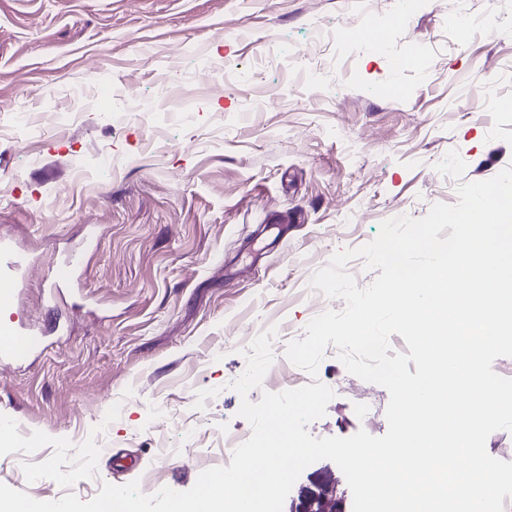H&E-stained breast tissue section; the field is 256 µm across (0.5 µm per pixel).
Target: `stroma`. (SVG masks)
Returning a JSON list of instances; mask_svg holds the SVG:
<instances>
[{
  "label": "stroma",
  "mask_w": 512,
  "mask_h": 512,
  "mask_svg": "<svg viewBox=\"0 0 512 512\" xmlns=\"http://www.w3.org/2000/svg\"><path fill=\"white\" fill-rule=\"evenodd\" d=\"M100 69L111 89L89 87ZM21 118L43 131L23 150ZM102 155L123 163L72 168ZM511 163L512 0H0V237L28 258L15 310L42 335L0 362V420L40 448L0 455V483L39 501L189 490L252 432L231 384L261 332L281 349L247 398L304 386L283 348L344 309L311 286L333 254ZM317 376L334 396L312 436L386 433L384 387L329 352ZM157 402L173 420L156 428ZM96 433L107 452L60 481Z\"/></svg>",
  "instance_id": "1"
}]
</instances>
